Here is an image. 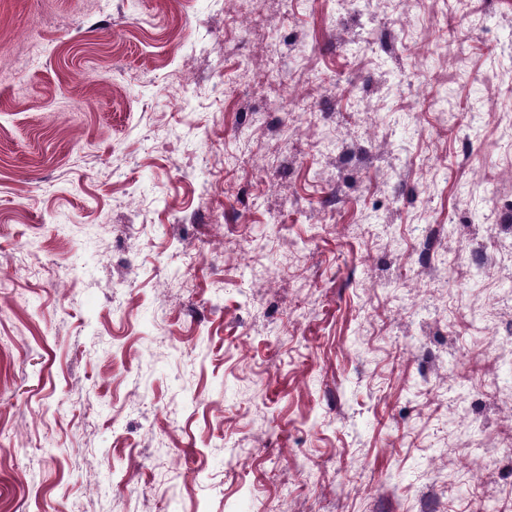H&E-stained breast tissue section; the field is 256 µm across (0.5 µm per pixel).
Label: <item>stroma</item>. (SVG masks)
Returning <instances> with one entry per match:
<instances>
[{"label": "stroma", "instance_id": "1", "mask_svg": "<svg viewBox=\"0 0 512 512\" xmlns=\"http://www.w3.org/2000/svg\"><path fill=\"white\" fill-rule=\"evenodd\" d=\"M233 7L0 0V512H512V0Z\"/></svg>", "mask_w": 512, "mask_h": 512}]
</instances>
